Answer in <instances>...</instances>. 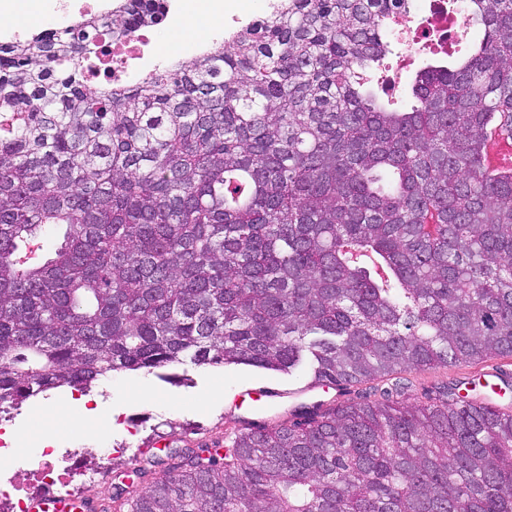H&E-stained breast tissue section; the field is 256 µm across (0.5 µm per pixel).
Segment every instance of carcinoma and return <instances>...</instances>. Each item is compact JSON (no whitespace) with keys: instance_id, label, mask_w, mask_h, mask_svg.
I'll list each match as a JSON object with an SVG mask.
<instances>
[{"instance_id":"cac0c4a2","label":"carcinoma","mask_w":512,"mask_h":512,"mask_svg":"<svg viewBox=\"0 0 512 512\" xmlns=\"http://www.w3.org/2000/svg\"><path fill=\"white\" fill-rule=\"evenodd\" d=\"M411 0H287L134 87L90 84L117 0L0 43V406L185 361L320 384L512 356V0H468L480 42L397 111L362 70ZM314 407L149 455L103 512H512V410L465 400ZM485 166L489 172L502 167L505 159L512 155V141L501 134L498 126L493 123L485 127Z\"/></svg>"}]
</instances>
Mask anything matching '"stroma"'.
<instances>
[{
    "label": "stroma",
    "instance_id": "obj_1",
    "mask_svg": "<svg viewBox=\"0 0 512 512\" xmlns=\"http://www.w3.org/2000/svg\"><path fill=\"white\" fill-rule=\"evenodd\" d=\"M396 60V55H389L369 71L373 91L385 100H408L416 70L446 62L445 57L425 51L402 70ZM494 368L512 374V357L487 358L474 368L451 365L414 372L406 397L425 403L436 398L442 384L465 382L475 370ZM177 372L181 379L176 384L143 370L120 372L77 401L67 388L45 399L27 401L25 412L11 427L14 436L26 442L12 467L17 482L29 480V457L36 450L29 438L34 434L60 449H84V458L92 462L98 480L84 488L81 496L98 504L104 494L132 481L139 459L152 453L157 434H170L178 447L193 448L200 440L223 436L244 421L268 425L291 417L303 405L360 401L369 392L365 384L313 387L312 375L302 367L282 373L246 365L197 367L188 363ZM268 387L287 391V398L266 402L263 392Z\"/></svg>",
    "mask_w": 512,
    "mask_h": 512
}]
</instances>
